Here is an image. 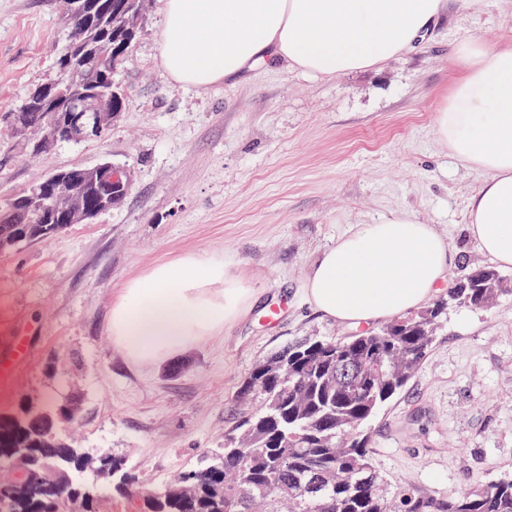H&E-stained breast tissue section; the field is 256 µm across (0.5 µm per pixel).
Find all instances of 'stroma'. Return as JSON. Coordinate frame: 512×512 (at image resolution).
I'll list each match as a JSON object with an SVG mask.
<instances>
[{"mask_svg":"<svg viewBox=\"0 0 512 512\" xmlns=\"http://www.w3.org/2000/svg\"><path fill=\"white\" fill-rule=\"evenodd\" d=\"M163 0L115 75L128 99L101 138L34 156L5 121L55 78L70 29L59 0H0V209L48 173L109 162L132 175L118 206L90 223L0 253V359L32 348L0 385V414L72 395L62 429L83 448L125 456L141 493L223 447L237 387L299 336H346L303 288L323 252L359 225L413 212L448 241L450 280L486 265L467 230L479 172L460 166L436 117L456 77L452 53L512 41V0H450L423 41L376 69L330 78L264 67L233 85L181 86L159 62ZM206 250L251 290L242 316L164 362L113 345L112 304L158 263ZM394 491L434 498L512 474V296L452 309L408 385L368 426Z\"/></svg>","mask_w":512,"mask_h":512,"instance_id":"stroma-1","label":"stroma"}]
</instances>
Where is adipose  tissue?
I'll return each instance as SVG.
<instances>
[{"instance_id":"adipose-tissue-1","label":"adipose tissue","mask_w":512,"mask_h":512,"mask_svg":"<svg viewBox=\"0 0 512 512\" xmlns=\"http://www.w3.org/2000/svg\"><path fill=\"white\" fill-rule=\"evenodd\" d=\"M447 0H164L159 59L176 83L208 89L285 62L333 77L379 67L445 19ZM458 75L437 115L458 163L482 180L467 204L481 251L512 267V42L460 43ZM449 249L432 225L397 212L360 225L315 262L304 294L329 318L369 325L420 308L448 281ZM245 291L223 256L194 252L127 281L109 331L135 364L154 361L223 329Z\"/></svg>"}]
</instances>
